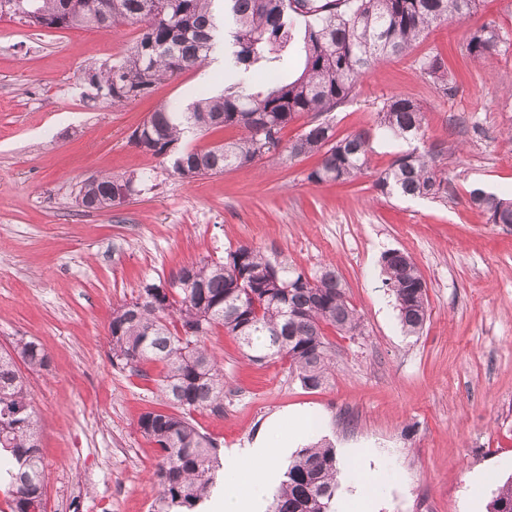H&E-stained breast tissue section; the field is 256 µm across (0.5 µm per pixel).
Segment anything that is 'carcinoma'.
Segmentation results:
<instances>
[{
    "label": "carcinoma",
    "mask_w": 512,
    "mask_h": 512,
    "mask_svg": "<svg viewBox=\"0 0 512 512\" xmlns=\"http://www.w3.org/2000/svg\"><path fill=\"white\" fill-rule=\"evenodd\" d=\"M478 0H0L6 15L28 27L106 30L136 24L140 33L118 59L83 70L82 80L112 106L152 96L159 84L199 70L224 40V92L182 108L161 103L129 142L154 158L172 159V172L192 182L257 165L287 149L288 157H317L306 180L320 185L351 182L369 168L370 134L343 138L325 115L355 93L361 78L382 62L406 55L434 26L461 23ZM502 43L498 28L484 24L465 33L473 60ZM304 56L295 75L285 73L288 55ZM422 74L448 89L440 54L419 61ZM310 121L283 146V132L298 117ZM377 126L408 144L425 136V112L402 95L387 98ZM236 129L230 142L199 147L190 141L211 130ZM437 152L416 148L397 155L376 185L410 198L448 197ZM153 181L143 169L102 174L78 184L75 202L86 210L117 207ZM470 203L491 224L512 225V199L481 189ZM384 283L395 297L405 332L417 336L427 319V285L412 259L398 250L382 257ZM218 328L236 339L256 362L288 360L301 385L328 381L332 346L325 329L360 333V319L336 268L313 275L271 261L259 248L241 245L223 260H200L180 269L165 288L145 284L138 296L112 311V366L143 376V366H163L156 382L166 409L140 416L141 434L158 448L157 497L151 512H194L219 483L218 445L193 423L191 413H224V368L208 348ZM49 369V358L32 338L20 337L0 351V490L10 512H29L44 500L39 451L27 374ZM338 462L329 443L299 449L288 459L284 480L272 495V512H333ZM490 512H512V483L499 489Z\"/></svg>",
    "instance_id": "carcinoma-1"
}]
</instances>
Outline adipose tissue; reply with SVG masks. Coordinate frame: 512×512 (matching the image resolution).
<instances>
[{
	"mask_svg": "<svg viewBox=\"0 0 512 512\" xmlns=\"http://www.w3.org/2000/svg\"><path fill=\"white\" fill-rule=\"evenodd\" d=\"M280 425L279 417H272L251 446L229 457L224 465L221 512H255L264 500L278 464L273 450L281 445Z\"/></svg>",
	"mask_w": 512,
	"mask_h": 512,
	"instance_id": "ef3b65f1",
	"label": "adipose tissue"
}]
</instances>
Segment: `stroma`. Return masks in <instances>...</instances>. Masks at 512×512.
<instances>
[{"mask_svg":"<svg viewBox=\"0 0 512 512\" xmlns=\"http://www.w3.org/2000/svg\"><path fill=\"white\" fill-rule=\"evenodd\" d=\"M505 36L483 60L457 25L430 29L410 53L379 65L330 113L337 137L369 131L372 164L350 183L314 185L310 158L280 157L185 182L128 137L161 102L188 104L224 89L203 67L119 109L80 79L117 59L134 25L33 31L0 19V348L34 338L50 367L31 379L45 464L46 512H149L157 453L137 429L165 399L160 365L139 376L109 358L112 310L144 283L168 284L188 263L243 244L308 274L333 263L361 335H326L331 379L308 390L284 359L252 361L223 329L208 343L224 365V412H193L219 451L243 448L272 415L309 413L336 450L334 508L352 492V449L375 472L372 512H487L512 479V226L471 206L480 188L512 198V0H479L470 26ZM442 55L455 82L442 93L417 61ZM403 95L426 117L420 148L441 152L442 200L383 194L381 170L407 145L384 138L376 114ZM152 167L157 178L125 204L76 206L77 183ZM409 255L427 283L428 319L405 335L382 256ZM484 490L467 497L471 476Z\"/></svg>","mask_w":512,"mask_h":512,"instance_id":"obj_1","label":"stroma"}]
</instances>
